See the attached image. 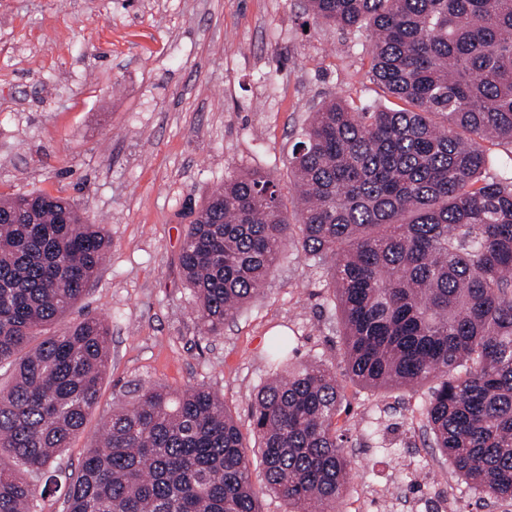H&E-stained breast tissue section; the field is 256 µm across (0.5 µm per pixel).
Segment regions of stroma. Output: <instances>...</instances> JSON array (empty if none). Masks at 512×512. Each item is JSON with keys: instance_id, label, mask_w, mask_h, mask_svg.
<instances>
[{"instance_id": "stroma-1", "label": "stroma", "mask_w": 512, "mask_h": 512, "mask_svg": "<svg viewBox=\"0 0 512 512\" xmlns=\"http://www.w3.org/2000/svg\"><path fill=\"white\" fill-rule=\"evenodd\" d=\"M365 34L314 24L305 0H0V195L70 199L111 245L71 312L103 318L111 355L98 403L57 460L78 470L104 416L135 387H206L241 428L288 337L342 391L353 470L328 512H512L474 493L425 430L430 386L374 390L345 372L340 314L321 267L287 246L216 336L200 333L179 265L197 208L232 172L273 176L334 97L376 98Z\"/></svg>"}]
</instances>
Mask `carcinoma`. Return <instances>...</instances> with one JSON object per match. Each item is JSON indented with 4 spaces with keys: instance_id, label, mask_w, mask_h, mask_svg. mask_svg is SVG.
Here are the masks:
<instances>
[{
    "instance_id": "cac0c4a2",
    "label": "carcinoma",
    "mask_w": 512,
    "mask_h": 512,
    "mask_svg": "<svg viewBox=\"0 0 512 512\" xmlns=\"http://www.w3.org/2000/svg\"><path fill=\"white\" fill-rule=\"evenodd\" d=\"M317 24L369 31L371 79L393 107L323 103L276 180L233 174L184 234L179 264L205 336L263 286L298 228L341 314L348 374L371 387L433 383L435 447L479 493L512 499V172L485 176L482 142L512 141V0H307ZM109 247L63 197L0 198V512H36V482L97 404L104 320L51 330ZM254 397L250 432L288 512H326L351 460L329 367L288 360ZM62 512H259L243 433L203 388L140 387L112 410Z\"/></svg>"
}]
</instances>
